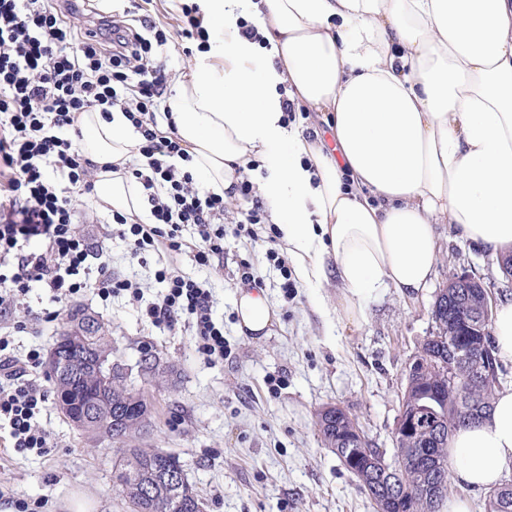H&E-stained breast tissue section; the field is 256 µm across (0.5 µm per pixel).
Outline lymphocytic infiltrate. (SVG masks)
Wrapping results in <instances>:
<instances>
[{
	"label": "lymphocytic infiltrate",
	"mask_w": 512,
	"mask_h": 512,
	"mask_svg": "<svg viewBox=\"0 0 512 512\" xmlns=\"http://www.w3.org/2000/svg\"><path fill=\"white\" fill-rule=\"evenodd\" d=\"M174 35L208 40L187 4L172 31L150 20L135 29L89 0H0V421L16 452L46 453L37 417L48 395L30 376L39 352L21 359L8 351L14 331L5 321L8 304L35 283L65 297L79 294L90 283L92 257L101 296L141 301L137 283L113 272L78 230L85 216L78 204L93 192L98 171L78 145L82 113L122 112L138 135L137 155L124 171L141 184L151 220L112 215L133 253L184 252L200 266L224 255V197L199 191L182 167L186 154L164 104L172 72L155 50ZM188 225L196 230L191 241L183 236ZM31 236L41 238V250H26ZM155 277L166 292L144 303L145 317L157 327L190 325L199 351L223 360L224 326L213 317L206 283L166 267Z\"/></svg>",
	"instance_id": "1"
}]
</instances>
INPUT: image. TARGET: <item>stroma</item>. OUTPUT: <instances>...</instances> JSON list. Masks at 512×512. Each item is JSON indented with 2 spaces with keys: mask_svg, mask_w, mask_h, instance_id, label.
Segmentation results:
<instances>
[{
  "mask_svg": "<svg viewBox=\"0 0 512 512\" xmlns=\"http://www.w3.org/2000/svg\"><path fill=\"white\" fill-rule=\"evenodd\" d=\"M85 207L92 221L83 233L89 242L104 241L113 270L133 276L145 300L159 294L154 272L164 266L208 282L214 316L223 321L228 342L223 361L209 362L197 351L191 328H157L135 302L100 297L93 287L66 300L41 286L31 288L8 311L9 322L18 326L11 351L48 353L67 313L82 306L106 324L113 362L132 366L151 352L172 366L159 381L131 376L151 406L150 421L135 443L177 455L204 512H376L323 445L316 411L340 404L378 447L391 448L406 368L431 330V309L449 276L468 272L492 286L494 300L512 298V282L496 257L457 239L445 224L436 227L438 261L429 287L413 297L378 289L364 299L363 319L349 322L336 312L343 293L337 281L310 288L296 268L280 275L267 258L266 243L236 236L233 225L224 227L223 260L205 268L166 251L133 258L127 240L110 235L111 214L91 197ZM243 260L263 277L279 316L272 334L259 340L237 327L234 299ZM286 279L292 286L285 291ZM38 421L50 439L42 455L15 452L8 426H0V482L37 504L38 512H65L66 503L80 494L93 500L95 512H133L114 486L122 443L84 436L54 404Z\"/></svg>",
  "mask_w": 512,
  "mask_h": 512,
  "instance_id": "1",
  "label": "stroma"
}]
</instances>
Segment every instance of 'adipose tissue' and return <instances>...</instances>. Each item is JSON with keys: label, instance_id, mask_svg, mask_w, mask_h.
Instances as JSON below:
<instances>
[{"label": "adipose tissue", "instance_id": "adipose-tissue-1", "mask_svg": "<svg viewBox=\"0 0 512 512\" xmlns=\"http://www.w3.org/2000/svg\"><path fill=\"white\" fill-rule=\"evenodd\" d=\"M208 33L168 97L186 167L233 201L256 191L306 285L336 275L353 321L376 288H426L435 227L493 255L512 251V0H193ZM252 21L261 35L242 32ZM320 113L326 148L289 124L284 104ZM82 152L102 165L105 212L139 214L143 197L112 163L138 136L123 113L80 118ZM238 327L270 335L263 290L236 298ZM454 478L472 491L512 476V387L450 441Z\"/></svg>", "mask_w": 512, "mask_h": 512}]
</instances>
